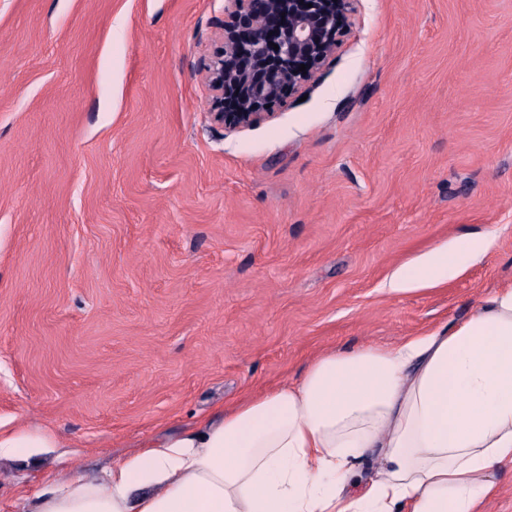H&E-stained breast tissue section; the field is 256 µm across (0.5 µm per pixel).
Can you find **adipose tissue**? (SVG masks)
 <instances>
[{"mask_svg": "<svg viewBox=\"0 0 512 512\" xmlns=\"http://www.w3.org/2000/svg\"><path fill=\"white\" fill-rule=\"evenodd\" d=\"M438 248L388 288L458 275ZM376 477L357 470L366 457ZM512 465V286L462 322L390 347L330 350L218 419L144 442L105 484L45 485L32 512H481Z\"/></svg>", "mask_w": 512, "mask_h": 512, "instance_id": "adipose-tissue-1", "label": "adipose tissue"}]
</instances>
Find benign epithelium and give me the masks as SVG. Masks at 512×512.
I'll return each instance as SVG.
<instances>
[{
	"instance_id": "7a95c632",
	"label": "benign epithelium",
	"mask_w": 512,
	"mask_h": 512,
	"mask_svg": "<svg viewBox=\"0 0 512 512\" xmlns=\"http://www.w3.org/2000/svg\"><path fill=\"white\" fill-rule=\"evenodd\" d=\"M356 2L225 0L233 21L203 68L214 121L234 131L274 118L285 94L303 89L335 54Z\"/></svg>"
}]
</instances>
